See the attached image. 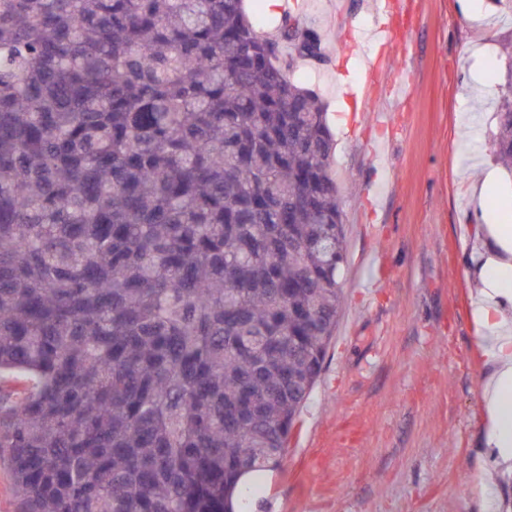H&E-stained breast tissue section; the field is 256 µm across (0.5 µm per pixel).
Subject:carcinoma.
Instances as JSON below:
<instances>
[{
    "instance_id": "cac0c4a2",
    "label": "carcinoma",
    "mask_w": 512,
    "mask_h": 512,
    "mask_svg": "<svg viewBox=\"0 0 512 512\" xmlns=\"http://www.w3.org/2000/svg\"><path fill=\"white\" fill-rule=\"evenodd\" d=\"M243 0H0V460L24 512H251L347 261L326 105ZM494 153L512 175V55Z\"/></svg>"
}]
</instances>
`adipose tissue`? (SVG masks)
Listing matches in <instances>:
<instances>
[{
    "mask_svg": "<svg viewBox=\"0 0 512 512\" xmlns=\"http://www.w3.org/2000/svg\"><path fill=\"white\" fill-rule=\"evenodd\" d=\"M484 231L493 246L472 269L471 295L473 318L485 330L484 446L494 472L512 474V225L488 224Z\"/></svg>",
    "mask_w": 512,
    "mask_h": 512,
    "instance_id": "ef3b65f1",
    "label": "adipose tissue"
}]
</instances>
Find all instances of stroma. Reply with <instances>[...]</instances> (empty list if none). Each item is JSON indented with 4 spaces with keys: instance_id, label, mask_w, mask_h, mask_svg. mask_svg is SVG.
Here are the masks:
<instances>
[{
    "instance_id": "35a3bbf8",
    "label": "stroma",
    "mask_w": 512,
    "mask_h": 512,
    "mask_svg": "<svg viewBox=\"0 0 512 512\" xmlns=\"http://www.w3.org/2000/svg\"><path fill=\"white\" fill-rule=\"evenodd\" d=\"M408 53L366 78L379 47H340L346 25L371 24L372 0H303L326 63L296 79L326 105L335 138L347 265L344 303L321 375L280 469L254 512H483L490 464L480 411L482 339L470 313L472 257L483 225L512 219V178L492 136L506 87L512 13L493 0H407ZM407 73L411 102L392 105ZM497 192L478 208L487 171Z\"/></svg>"
}]
</instances>
